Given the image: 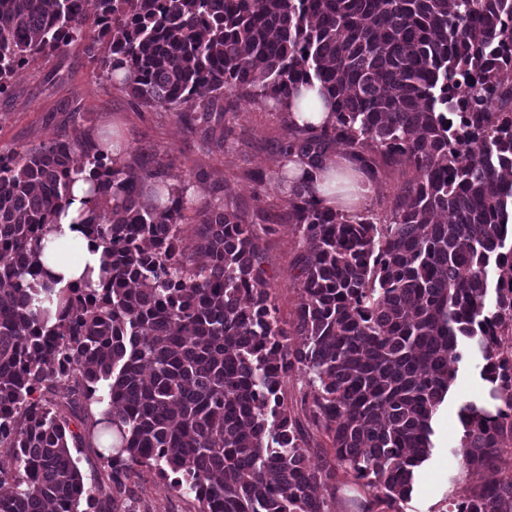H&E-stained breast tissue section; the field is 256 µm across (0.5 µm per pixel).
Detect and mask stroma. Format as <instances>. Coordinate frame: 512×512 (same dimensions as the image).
Here are the masks:
<instances>
[{"label": "stroma", "mask_w": 512, "mask_h": 512, "mask_svg": "<svg viewBox=\"0 0 512 512\" xmlns=\"http://www.w3.org/2000/svg\"><path fill=\"white\" fill-rule=\"evenodd\" d=\"M224 125L231 147L218 148L202 134H189L175 111L146 107L117 89L96 60L81 48L32 62L0 94V155L23 152L52 139L75 136L91 127L118 131L129 152L143 160L169 154L174 163L165 179L189 183L195 203L221 197L236 203L257 224L275 225L261 237L264 266L277 274L273 294L282 321H291L297 295L288 278L296 248L294 227L284 218V171L278 146L287 129L278 110L228 96L223 102ZM412 172L407 166L382 168L371 179L363 208L384 212L388 201ZM486 383L471 354H464L447 400L433 419V450L402 512H448V500L465 485V472L454 450L460 445L461 401L484 395ZM143 512H194L191 499L179 496L163 481L146 474L130 479Z\"/></svg>", "instance_id": "obj_1"}]
</instances>
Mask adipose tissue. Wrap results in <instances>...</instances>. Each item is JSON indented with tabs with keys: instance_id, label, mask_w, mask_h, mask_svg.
I'll use <instances>...</instances> for the list:
<instances>
[{
	"instance_id": "adipose-tissue-1",
	"label": "adipose tissue",
	"mask_w": 512,
	"mask_h": 512,
	"mask_svg": "<svg viewBox=\"0 0 512 512\" xmlns=\"http://www.w3.org/2000/svg\"><path fill=\"white\" fill-rule=\"evenodd\" d=\"M290 119L299 126L332 122L333 113L321 93L320 84L300 86L291 96ZM354 172L355 164L348 154L326 157L314 186L323 205L339 210L349 206ZM90 186L87 168L78 167L70 186V204L55 216L43 240L41 265L64 286L95 288L100 284L102 248L93 235L78 225L80 215L86 214L90 206Z\"/></svg>"
}]
</instances>
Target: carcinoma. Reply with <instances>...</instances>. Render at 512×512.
<instances>
[{
	"label": "carcinoma",
	"instance_id": "obj_1",
	"mask_svg": "<svg viewBox=\"0 0 512 512\" xmlns=\"http://www.w3.org/2000/svg\"><path fill=\"white\" fill-rule=\"evenodd\" d=\"M72 46L190 133L224 123L226 95L283 114L279 152L305 166L286 200L295 315L283 327L263 267L259 232L274 225L195 206L162 183L170 158L118 162L122 146L90 130L0 155V512H112L102 503L132 496L143 470L196 512H333L341 473L368 490L356 512H397L467 350L489 400L459 406L469 485L449 512H512V474L482 479L512 448V0H96L92 17L86 0H0V94ZM464 75L479 84L453 117ZM315 80L334 120L289 123L291 91ZM201 89L211 98L182 112ZM338 144L369 175L412 168L383 217L313 195ZM79 160L100 293L56 289L38 261ZM54 295L66 317L50 325L40 304ZM292 375L304 386L290 402ZM311 428L333 449L318 466ZM99 437L112 487L97 501L72 448Z\"/></svg>",
	"mask_w": 512,
	"mask_h": 512
}]
</instances>
